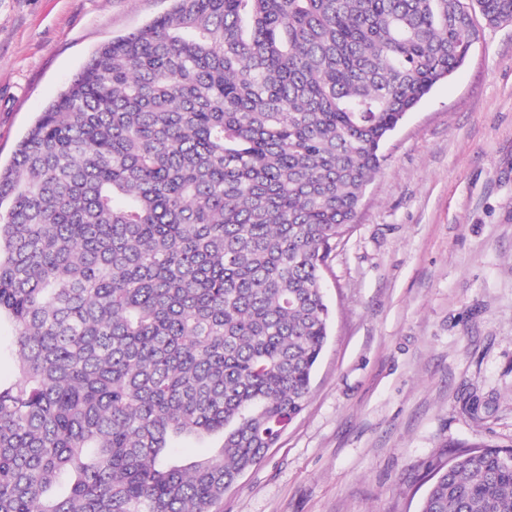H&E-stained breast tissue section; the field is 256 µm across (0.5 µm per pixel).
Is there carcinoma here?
<instances>
[{
	"mask_svg": "<svg viewBox=\"0 0 512 512\" xmlns=\"http://www.w3.org/2000/svg\"><path fill=\"white\" fill-rule=\"evenodd\" d=\"M476 12L512 0H172L95 52L0 167V512H223L305 409L326 260ZM429 481L420 512H512V448Z\"/></svg>",
	"mask_w": 512,
	"mask_h": 512,
	"instance_id": "obj_1",
	"label": "carcinoma"
}]
</instances>
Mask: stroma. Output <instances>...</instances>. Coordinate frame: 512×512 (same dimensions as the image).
I'll list each match as a JSON object with an SVG mask.
<instances>
[{
  "label": "stroma",
  "mask_w": 512,
  "mask_h": 512,
  "mask_svg": "<svg viewBox=\"0 0 512 512\" xmlns=\"http://www.w3.org/2000/svg\"><path fill=\"white\" fill-rule=\"evenodd\" d=\"M169 0H0V164L96 50ZM323 272L331 336L304 411L224 512H418L430 464L512 446V24L384 143Z\"/></svg>",
  "instance_id": "obj_1"
}]
</instances>
